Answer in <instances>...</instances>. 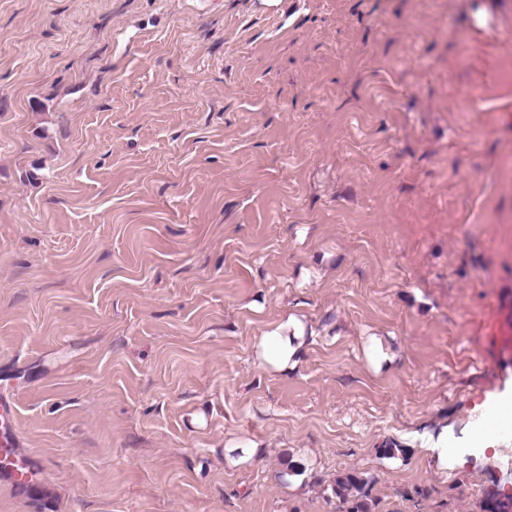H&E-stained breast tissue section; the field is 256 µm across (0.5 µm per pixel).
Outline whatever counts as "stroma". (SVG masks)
<instances>
[{"label":"stroma","instance_id":"1","mask_svg":"<svg viewBox=\"0 0 512 512\" xmlns=\"http://www.w3.org/2000/svg\"><path fill=\"white\" fill-rule=\"evenodd\" d=\"M511 329L512 0H0V512H508ZM304 343L302 335L293 333L292 336H288V322H285L278 326L277 331L266 336L264 356L271 359L279 368L288 370ZM13 396L0 393V454L17 461L22 458V453L19 435L13 426L15 407ZM332 498L342 504L346 512H371L372 479L358 471L342 473L329 484Z\"/></svg>","mask_w":512,"mask_h":512}]
</instances>
